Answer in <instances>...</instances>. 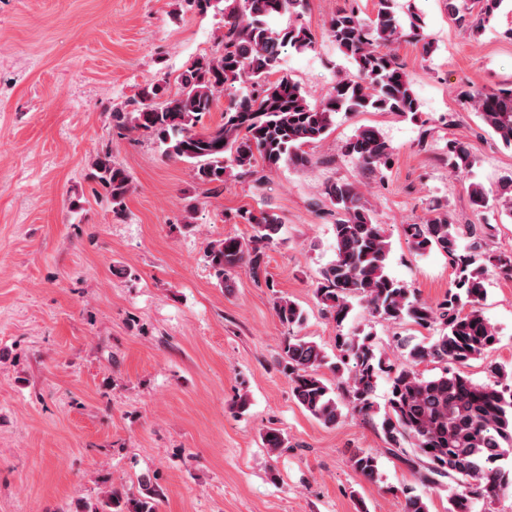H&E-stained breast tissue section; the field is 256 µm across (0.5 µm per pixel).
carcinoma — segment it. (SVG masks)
Returning a JSON list of instances; mask_svg holds the SVG:
<instances>
[{
	"instance_id": "cac0c4a2",
	"label": "carcinoma",
	"mask_w": 512,
	"mask_h": 512,
	"mask_svg": "<svg viewBox=\"0 0 512 512\" xmlns=\"http://www.w3.org/2000/svg\"><path fill=\"white\" fill-rule=\"evenodd\" d=\"M224 3L222 50L194 58L178 77L176 86L166 79L144 85L123 107L112 110L115 126L127 132L144 131L164 146L166 156L189 165L194 181L213 195L224 191L231 172L254 177L258 169L282 166L305 169L311 163L303 147L325 138L338 112L381 111L416 116L419 99L406 73L389 47L403 38L423 43L425 22L410 13L404 27L396 0H378L376 17L367 21L345 9L328 22L326 32L336 48L356 67L354 78L340 77L332 94L320 105L308 100L301 86L282 72L283 54L316 49L315 35L294 21L276 29L267 19L299 15L305 0H193L204 10ZM502 0H448V12L473 34L485 29ZM245 85L224 109L222 121L203 123L227 86ZM462 98L485 127L507 147H512V88L470 90ZM341 152L365 168L378 169L392 153L388 141L374 128H361L342 145ZM474 164L468 148L448 147V167L459 173ZM93 178L106 191L112 214L123 217L132 180L112 162L109 152L92 163ZM323 198L336 209L334 260L323 269L315 296L323 310L340 327L352 310V300L363 302L368 313L392 322L409 320L422 328L438 326L437 336L414 345L401 341L404 350L396 362L376 352L372 336H336L339 361L331 364L336 385L320 369L327 364L324 348L301 336H288L281 346L282 373L288 378L296 401L316 420L334 425L342 416L336 394L351 410L373 412L377 379L390 381L389 409L381 422L388 451L411 440L415 456L405 459L419 482L433 488L447 478L457 483L448 499L447 512H473L479 502L491 503L512 489V369L491 362L488 383H476L460 371L444 370L426 376L419 366L451 361L465 365L482 358L497 343V332L478 309L486 294V275L494 268L512 276V252L488 253L483 241L490 224H455L438 205L422 224H408L405 233L419 252L437 250L455 270L452 287L443 300L432 305L390 277L386 260L390 243L363 194L351 182L328 181ZM254 228L245 241L226 237L209 242L205 257L223 288L229 274L244 270L259 280L266 249L278 238L280 216L263 211L244 216ZM470 243L461 246V240ZM280 322L290 328L302 325L304 312L294 301L280 297L274 303ZM274 453L288 447L276 428L261 435ZM353 470L364 480L377 481L378 458L371 452L350 457ZM403 512H430L422 496L405 487ZM160 493L148 485L134 496L111 487L87 512H158Z\"/></svg>"
}]
</instances>
